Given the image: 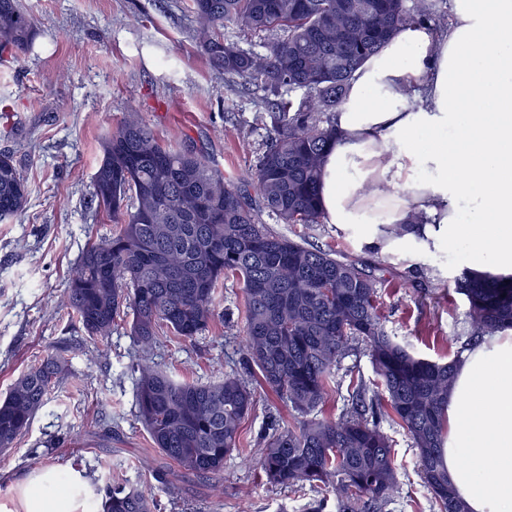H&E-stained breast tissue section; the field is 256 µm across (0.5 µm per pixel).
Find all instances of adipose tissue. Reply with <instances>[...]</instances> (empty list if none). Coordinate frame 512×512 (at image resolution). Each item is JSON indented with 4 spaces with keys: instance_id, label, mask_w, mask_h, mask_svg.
I'll list each match as a JSON object with an SVG mask.
<instances>
[{
    "instance_id": "1",
    "label": "adipose tissue",
    "mask_w": 512,
    "mask_h": 512,
    "mask_svg": "<svg viewBox=\"0 0 512 512\" xmlns=\"http://www.w3.org/2000/svg\"><path fill=\"white\" fill-rule=\"evenodd\" d=\"M450 2L447 31L400 27L356 72L323 158L322 208L364 249L462 243L470 270L510 276L512 0ZM443 452L468 512H512V329L457 360ZM0 512L96 508L84 479L51 468L20 480Z\"/></svg>"
}]
</instances>
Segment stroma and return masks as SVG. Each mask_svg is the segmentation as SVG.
<instances>
[{"instance_id":"35a3bbf8","label":"stroma","mask_w":512,"mask_h":512,"mask_svg":"<svg viewBox=\"0 0 512 512\" xmlns=\"http://www.w3.org/2000/svg\"><path fill=\"white\" fill-rule=\"evenodd\" d=\"M35 22L32 50L0 56V149L13 152L29 188L18 219L0 223V396L58 342L76 378L59 380L32 424L0 453V499L43 468L80 475L90 493L112 476L152 484L158 512H307L335 499L313 488L273 487L252 463L264 445L269 416L288 418L273 395L261 393L244 423L243 446L224 461V490L211 480L168 477L167 461L153 448L137 416L133 363L139 347L125 326L107 344L81 342L59 300L88 239L109 234L111 221L87 206L100 141L129 112H137L168 145L202 153L225 176L244 174L256 162L266 136L258 113V88L231 90L198 52L197 23L189 0H20ZM236 125L238 135L225 127ZM275 232L303 237L324 249L360 253L353 234L334 224L308 229L278 224ZM396 282L381 288L383 324L412 351L438 362L454 359L456 337L470 328L468 301L455 290L466 268V248L432 254L383 256ZM174 380L205 382L216 370L245 373L241 327L216 323L194 342L160 341L151 351ZM106 415L108 430L91 432L90 421ZM401 464V490L383 512H436L417 468L416 450L399 425L384 419ZM108 461V468L97 465Z\"/></svg>"}]
</instances>
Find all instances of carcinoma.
<instances>
[{"mask_svg": "<svg viewBox=\"0 0 512 512\" xmlns=\"http://www.w3.org/2000/svg\"><path fill=\"white\" fill-rule=\"evenodd\" d=\"M443 0H191L198 49L209 66L247 90L276 96L259 116L266 130L255 168L233 179L193 150L161 142L132 112L101 140L91 202L119 228L83 248L62 300L92 341L112 336L132 315L142 348L134 365L136 400L154 447L179 477L224 483V460L242 442L256 387L288 407L271 417L255 458L274 487L320 488L337 512H380L400 491V463L381 426L398 422L417 450L420 477L438 512H467L443 463L442 439L454 363L419 357L389 336L378 307L382 270L375 253H333L272 231L322 224V158L334 117L355 73L399 27L448 24ZM265 34L263 52L226 33ZM34 21L18 0H0V52L21 55ZM303 90L296 105L288 95ZM29 192L13 156L0 152V222L20 217ZM242 284L245 359L257 382L224 373L176 381L149 351L165 333L194 340L216 317L218 288ZM455 288L469 302L471 335L512 328V278L483 279L465 268ZM365 346L376 380L351 381L349 403L325 411L338 393L335 373L352 345ZM70 373L58 351L18 378L0 399V451L27 431L54 384ZM102 512H156L152 488L117 478L99 489Z\"/></svg>", "mask_w": 512, "mask_h": 512, "instance_id": "carcinoma-1", "label": "carcinoma"}]
</instances>
